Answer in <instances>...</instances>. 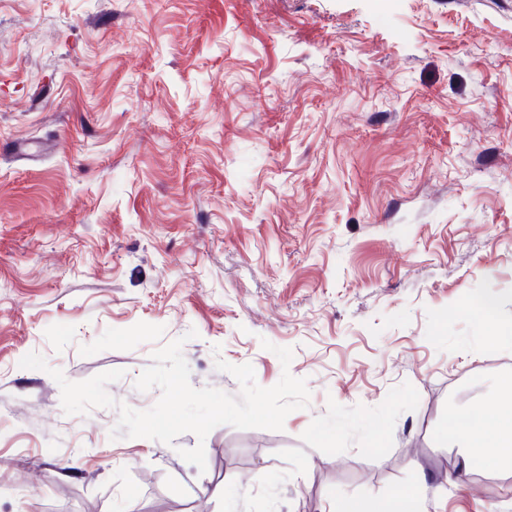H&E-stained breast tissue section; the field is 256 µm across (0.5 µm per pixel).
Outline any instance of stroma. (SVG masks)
<instances>
[{"mask_svg": "<svg viewBox=\"0 0 512 512\" xmlns=\"http://www.w3.org/2000/svg\"><path fill=\"white\" fill-rule=\"evenodd\" d=\"M12 140L36 159L0 156V512L383 508L422 473L426 512H512V475L449 479L441 439L512 373V0H0ZM181 336L193 387L238 395L216 362L249 363L308 407L169 445L64 413L49 368L123 370L145 410Z\"/></svg>", "mask_w": 512, "mask_h": 512, "instance_id": "35a3bbf8", "label": "stroma"}]
</instances>
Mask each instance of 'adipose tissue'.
I'll use <instances>...</instances> for the list:
<instances>
[{"label": "adipose tissue", "mask_w": 512, "mask_h": 512, "mask_svg": "<svg viewBox=\"0 0 512 512\" xmlns=\"http://www.w3.org/2000/svg\"><path fill=\"white\" fill-rule=\"evenodd\" d=\"M449 442L461 451L462 468L482 462L493 471L512 474V373L499 377L485 406L457 411Z\"/></svg>", "instance_id": "ef3b65f1"}]
</instances>
